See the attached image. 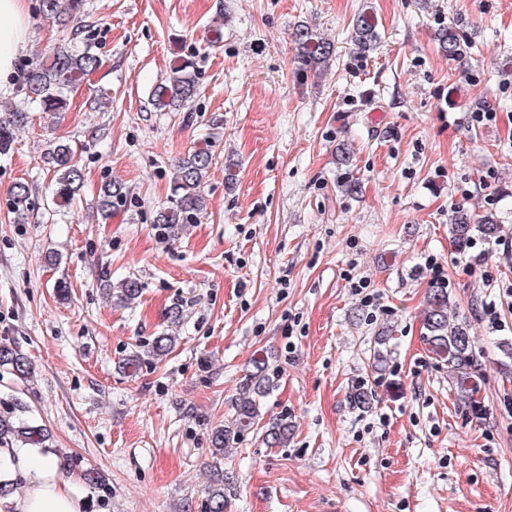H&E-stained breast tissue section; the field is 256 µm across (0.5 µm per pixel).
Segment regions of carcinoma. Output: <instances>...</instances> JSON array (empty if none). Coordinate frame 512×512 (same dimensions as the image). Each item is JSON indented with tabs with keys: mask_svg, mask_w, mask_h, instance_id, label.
<instances>
[{
	"mask_svg": "<svg viewBox=\"0 0 512 512\" xmlns=\"http://www.w3.org/2000/svg\"><path fill=\"white\" fill-rule=\"evenodd\" d=\"M83 0H41V10L49 19L66 22L83 12ZM353 31L359 47L369 50L378 39L376 25L371 15L360 13L354 17ZM438 41L443 52L450 59L462 56L465 42L451 27L438 30ZM295 49L294 59L298 71L318 73L333 55L334 44L319 37L310 27L300 25L292 35ZM100 63L99 56L92 51L83 28L78 26L72 33L69 44L55 46L48 58H36L25 66L20 88L25 97L39 104L44 112H60L67 105L66 92L95 71ZM198 92L194 62L182 59L170 67L165 81L154 89L152 98L159 107H180L194 98ZM26 118V113L15 112L0 117V155L10 152L14 142L16 125ZM48 164L53 169L52 203L58 207L75 204L76 196L83 183V172L74 158L71 146L57 143L48 153ZM212 164V154L205 147L195 148L180 159L171 188L170 198L159 209L154 224L159 232H168L180 224H195L205 210L204 180ZM126 191L121 183L108 181L102 184L96 201L97 211L103 220L112 219L115 211L126 202ZM32 204V190L29 184L18 182L12 189L13 213L23 219ZM500 232L492 213L472 215L457 211L452 218V233L460 252H465L474 238L489 241ZM141 293L137 279L126 277L120 281L117 300L125 305L134 303ZM448 285L433 283L422 309V324L431 352L448 365V377L457 396L476 415L485 410L484 403L477 399L478 380L482 365L468 333L466 323H452L448 320ZM174 337L165 333L155 337L147 353L153 358L167 355ZM0 367H5L20 380H29L33 364L22 353L7 342L0 343ZM277 374L271 368L270 360L259 356L252 360L237 394L231 400L233 416L224 425L214 429L210 437L212 458L221 460L227 449L235 447L246 431L259 425L262 401L276 387ZM374 401L372 391L365 384L351 388L350 405L366 411ZM23 406H18L8 415H0V447L12 448L17 445L41 447L49 440L46 428L23 417ZM291 421L279 416L268 421L263 432L264 443L273 448L283 447L291 435ZM224 475L218 473L207 491L205 508L207 512H224Z\"/></svg>",
	"mask_w": 512,
	"mask_h": 512,
	"instance_id": "obj_1",
	"label": "carcinoma"
}]
</instances>
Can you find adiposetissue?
<instances>
[{
	"label": "adipose tissue",
	"instance_id": "adipose-tissue-1",
	"mask_svg": "<svg viewBox=\"0 0 512 512\" xmlns=\"http://www.w3.org/2000/svg\"><path fill=\"white\" fill-rule=\"evenodd\" d=\"M26 0H0V96L9 94V77L25 49L28 29ZM21 473L28 484L22 497L9 499L11 512H84L86 502L79 478L62 479L51 456L39 453L4 454L0 480Z\"/></svg>",
	"mask_w": 512,
	"mask_h": 512
}]
</instances>
